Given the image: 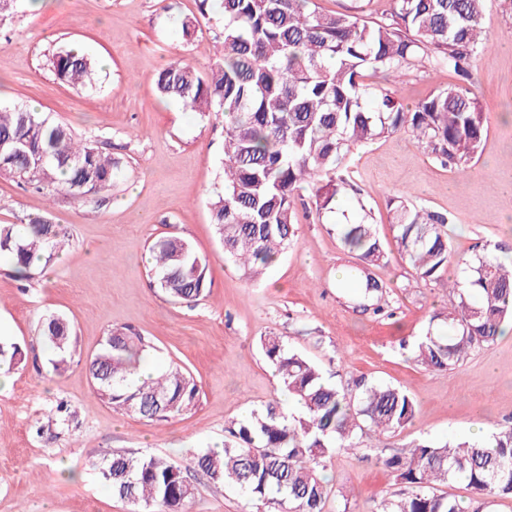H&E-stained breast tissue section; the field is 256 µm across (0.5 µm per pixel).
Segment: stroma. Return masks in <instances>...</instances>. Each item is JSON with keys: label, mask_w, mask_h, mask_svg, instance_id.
Wrapping results in <instances>:
<instances>
[{"label": "stroma", "mask_w": 512, "mask_h": 512, "mask_svg": "<svg viewBox=\"0 0 512 512\" xmlns=\"http://www.w3.org/2000/svg\"><path fill=\"white\" fill-rule=\"evenodd\" d=\"M197 17L184 40L180 22ZM223 15L200 14L198 0H40L0 27V105L36 106L69 124L123 161L112 188L91 202L21 189L0 175V224H24L49 214L68 227L70 241L50 273L17 281L0 261V336L17 342L26 359L0 387V512H130L112 496L95 467L105 453H150L186 463L198 450L223 447L231 423L271 404L287 409L261 336H283L318 364L330 381L392 385L414 400L416 415L403 429L373 441L354 438L357 452H340L320 474L335 489L325 512H373L382 495L398 493L376 460L418 441L488 437L512 424V325L491 344H477L455 369L418 365L411 347L433 311L449 306L450 282L426 281L398 250L393 207L399 197L446 215L448 242L459 255L492 251L512 262V0H486L488 48L475 55L468 77L426 63L406 69L393 88L408 107L451 85L471 88L489 121L487 143L467 174L445 165L410 132L401 130L354 147L344 176L358 188L320 214L314 192L295 197L294 243L255 281L247 280L216 238L210 199L221 190L224 122L203 118L155 91L157 70L185 59L205 70L221 47ZM79 44L95 58L98 86L79 91L55 80L47 52ZM372 211L388 254L378 276L386 288L383 314L363 309L339 286L338 275L359 259L341 245L339 220ZM189 241L207 261L210 292L194 303L169 300L147 274V247L157 238ZM64 315L74 327L71 367L55 373L38 333L45 315ZM129 327L149 342L152 365L177 362L199 386L190 412L162 422L123 413L99 399L85 363L110 329ZM67 403L69 428L49 425ZM189 512H254L239 491L194 473Z\"/></svg>", "instance_id": "35a3bbf8"}]
</instances>
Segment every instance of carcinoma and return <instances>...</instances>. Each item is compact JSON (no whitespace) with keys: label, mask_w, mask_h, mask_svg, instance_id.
Listing matches in <instances>:
<instances>
[{"label":"carcinoma","mask_w":512,"mask_h":512,"mask_svg":"<svg viewBox=\"0 0 512 512\" xmlns=\"http://www.w3.org/2000/svg\"><path fill=\"white\" fill-rule=\"evenodd\" d=\"M389 21L367 23L356 13L326 14L314 0H222L224 28L218 59L201 72L182 60L155 76L158 93L201 117L224 116V190L210 202L211 221L224 254L252 280L273 265L295 237L293 201L304 185L316 188L319 209L351 189L337 172L351 148L402 129L418 142L465 168L480 156L487 118L474 92L450 86L409 109L394 91L366 81L371 73L397 78L424 61L467 74L473 55L486 47L480 24L484 0H392ZM55 78L78 89L98 79L92 60L64 46L46 58ZM120 159L92 141L76 138L66 124L19 106L0 109V175L43 195L62 192L91 200L112 187ZM361 220L338 227L339 238L362 266L341 287L358 298L381 299L384 284L371 272L388 263L372 212L359 202ZM448 219L417 206L395 208L396 242L426 281L456 263L467 278L453 283L454 301L434 312L412 349L426 368H456L476 343H492L512 318V269L490 254L470 261L448 246ZM68 245L66 230L46 215L26 224H0V257L15 278L28 281ZM150 275L169 299L192 303L211 283L207 262L175 237L150 247ZM41 339L61 371L72 353V329L53 314ZM144 338L114 328L88 362L98 395L113 407L164 421L191 411L199 389L180 366L168 364L144 378ZM261 348L301 412L273 405L254 409L230 429L220 451L201 449L187 467L153 454L104 455L97 467L112 496L132 512H186L195 488L187 471L235 486L261 512H324L331 488L319 475L325 460L352 450L355 430L381 436L415 418L413 399L389 385L356 382L340 387L283 337L261 338ZM25 359L16 343L0 341V366ZM402 493L383 498L377 512H485L490 500L512 496V427L488 439L442 445L428 441L378 457ZM462 476L474 497L466 505L438 492Z\"/></svg>","instance_id":"1"}]
</instances>
